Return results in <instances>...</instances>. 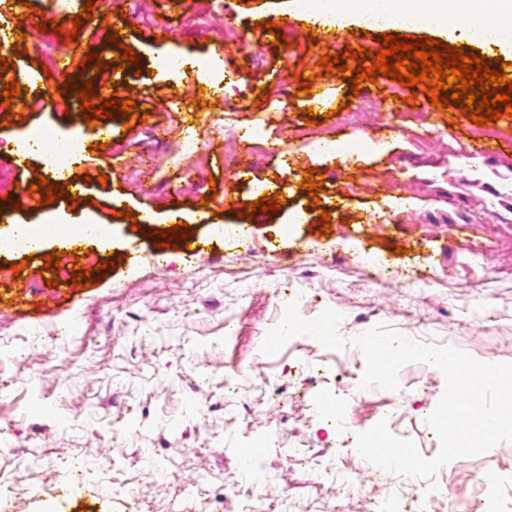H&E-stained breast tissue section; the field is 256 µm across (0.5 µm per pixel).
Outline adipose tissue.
<instances>
[{"label": "adipose tissue", "mask_w": 512, "mask_h": 512, "mask_svg": "<svg viewBox=\"0 0 512 512\" xmlns=\"http://www.w3.org/2000/svg\"><path fill=\"white\" fill-rule=\"evenodd\" d=\"M293 9L332 20L340 31L378 14L397 27L408 20L419 27L441 24L453 34L491 35L500 49L512 53V0H310L306 5L297 2ZM42 232L63 241L75 235L85 243L101 242L108 235L106 225L90 220L48 225L40 218L14 225L11 235L31 241Z\"/></svg>", "instance_id": "adipose-tissue-1"}]
</instances>
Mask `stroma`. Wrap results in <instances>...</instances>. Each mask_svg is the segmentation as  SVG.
<instances>
[{
	"instance_id": "1",
	"label": "stroma",
	"mask_w": 512,
	"mask_h": 512,
	"mask_svg": "<svg viewBox=\"0 0 512 512\" xmlns=\"http://www.w3.org/2000/svg\"><path fill=\"white\" fill-rule=\"evenodd\" d=\"M116 6L137 15L120 41L140 58L138 67L124 66L118 96L134 98L147 119L130 125L115 115L111 136L65 112L52 83L41 79L45 36L23 38L18 51L0 46L29 102L15 110L23 130L45 124L81 142L70 173L84 178L89 204L75 211L61 199L44 214L110 230L107 244L82 246L71 264L91 272L111 254L123 257L100 282L62 288L43 308L52 273L41 253L0 251V484L11 491L0 512H128L133 495L150 512H226L247 500L242 448L258 449L268 468L272 512H286L292 501L304 512H328L334 504L363 512L369 499L410 494L412 478L371 472L355 441L337 428L336 412L348 409L359 433L386 421L430 458L439 441L426 419L445 378L436 367L409 363L398 372L397 390L376 388L347 403V379L365 369L352 339L385 324L482 362L512 363V149L488 160H452L441 147L431 161L417 159L419 136L451 134L464 146L473 126L463 112L430 111L421 96L365 130L378 152L344 161L296 140L281 143L283 130L307 125L297 77L314 75L317 54L294 35L274 49L273 34L260 30L266 17L288 16L290 0ZM227 10L242 13L241 35L252 53L226 35ZM160 23L171 28V40L145 41ZM170 53L179 57L175 76L157 66ZM208 57L220 65L234 60L235 67L230 82L206 86L220 107L206 105L193 116L197 64ZM418 112L423 120H415ZM218 114L237 125L242 146L262 124L267 150L250 172L225 160L212 124ZM150 127L166 129L163 144L147 139ZM13 132L0 126V167L27 186L51 168L36 148L15 147ZM189 137L207 156L205 167L195 155L177 154ZM110 138L125 152L108 148ZM134 166L142 173L135 188L124 178ZM310 168L323 185L313 199L300 192ZM268 186L284 201L278 214L234 213V205L255 201ZM485 207L504 227L500 238L475 221ZM142 208L153 212V223L131 225L126 213ZM325 213L329 233L311 232ZM176 218L190 227L198 257L169 248L159 264L135 263V256L154 253V231L169 230ZM481 242L499 272L473 261L469 247ZM15 262L22 266L16 275ZM285 310L296 328L288 342L278 334ZM324 319L337 335L330 345L307 336L308 325ZM292 445L340 460L357 494L337 499L334 487L289 464ZM476 471L498 477L493 512H512V443L452 461L436 477L468 501ZM33 488L41 497H30Z\"/></svg>"
}]
</instances>
